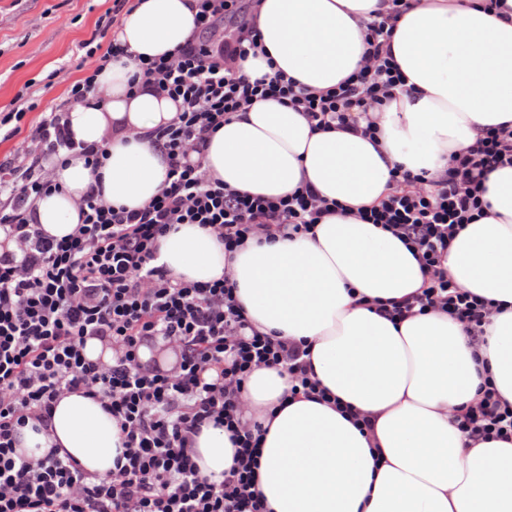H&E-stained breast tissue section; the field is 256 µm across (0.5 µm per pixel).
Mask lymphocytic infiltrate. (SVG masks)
Segmentation results:
<instances>
[{"instance_id": "lymphocytic-infiltrate-1", "label": "lymphocytic infiltrate", "mask_w": 512, "mask_h": 512, "mask_svg": "<svg viewBox=\"0 0 512 512\" xmlns=\"http://www.w3.org/2000/svg\"><path fill=\"white\" fill-rule=\"evenodd\" d=\"M411 4L392 0L391 15L367 22L354 78L333 90L298 91L281 76L253 80L243 73V62L260 49L245 35L253 12L248 0H198L193 40L141 65L155 91L180 103L170 123L149 134L166 155L163 188L129 210L113 207L101 185L90 186L77 202L80 224L62 239L32 222L37 200L55 187L49 161L63 152L96 158L106 148L75 142L60 104L30 127L22 153L0 162V229L23 255L0 256V512H264L254 489L261 427L245 416L248 374L280 369L290 379L289 396L325 393L305 348L249 323L232 270L211 282L174 278L154 263L158 241L175 225L196 224L231 253L250 240L310 232L330 215V205L309 187L278 200L226 189L204 166L207 142L233 114L266 98L290 104L318 131L374 129L369 108L401 81L386 50L392 19ZM78 50L93 66L70 89L77 103L96 96L98 74L126 53L92 38ZM511 165L512 125L504 123L452 156L437 179L394 173L380 203L358 210L360 220L382 225L420 254V292L382 305L383 313L404 318L439 310L480 342L494 308L457 288L444 262L456 235L482 216L488 174ZM157 337L177 358L173 370L138 361L141 345ZM90 338L111 346V363L86 359ZM73 393L100 400L124 439L109 480L55 447L40 456L16 450L22 429L47 430L57 403ZM455 421L475 443L512 439V406L491 388ZM207 425L225 427L238 446L236 466L218 483L194 461Z\"/></svg>"}]
</instances>
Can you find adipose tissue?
I'll use <instances>...</instances> for the list:
<instances>
[{"instance_id": "ef3b65f1", "label": "adipose tissue", "mask_w": 512, "mask_h": 512, "mask_svg": "<svg viewBox=\"0 0 512 512\" xmlns=\"http://www.w3.org/2000/svg\"><path fill=\"white\" fill-rule=\"evenodd\" d=\"M390 0H260L251 78L286 74L298 86L328 89L359 68L364 23ZM195 0H139L110 33L127 46L98 76L105 101L68 111L75 141L106 144L100 166L85 156L56 159V190L36 204L42 231L60 239L79 222L75 202L103 186L116 207H142L162 187L166 157L147 137L177 113L173 99L141 78L138 63L184 45ZM390 53L403 83L376 107L374 137L312 130L283 102H255L214 133L209 174L230 189L279 198L308 186L343 206L314 234L246 244L226 253L215 234L180 225L159 240L158 264L174 277L210 282L232 268L236 296L259 331L308 345L314 376L342 403L366 415L370 430L327 404L283 402L288 377L255 370L247 406L265 427L256 488L269 512H512V441L470 446L456 411L485 381L512 403V167L485 182L487 217L466 225L448 249L449 278L462 290L506 303L484 340L429 311L400 322L375 301L415 294L420 262L390 231L352 218L389 190L394 168L433 179L484 131L512 123V18L485 0H414L396 21ZM51 434L23 429L21 446L43 454L60 444L85 470L106 480L123 451L100 403L80 394L54 409ZM201 474L220 481L234 464L225 428H203L196 442Z\"/></svg>"}]
</instances>
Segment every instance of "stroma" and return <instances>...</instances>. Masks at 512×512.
<instances>
[{
	"instance_id": "stroma-1",
	"label": "stroma",
	"mask_w": 512,
	"mask_h": 512,
	"mask_svg": "<svg viewBox=\"0 0 512 512\" xmlns=\"http://www.w3.org/2000/svg\"><path fill=\"white\" fill-rule=\"evenodd\" d=\"M112 0H0V108L16 95L36 102L23 130L43 109L66 103L71 86L87 74L77 55Z\"/></svg>"
}]
</instances>
